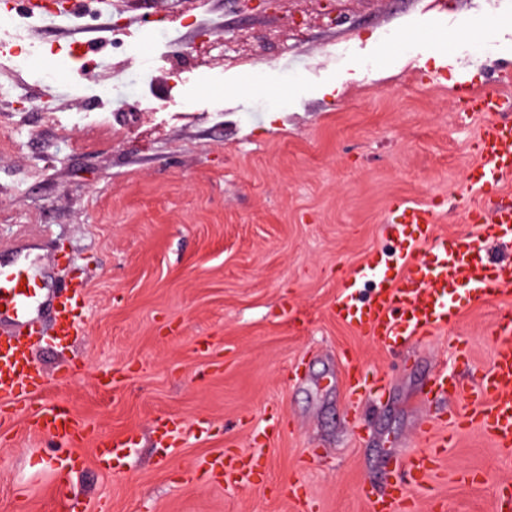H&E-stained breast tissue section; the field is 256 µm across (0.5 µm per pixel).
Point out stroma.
<instances>
[{"mask_svg":"<svg viewBox=\"0 0 512 512\" xmlns=\"http://www.w3.org/2000/svg\"><path fill=\"white\" fill-rule=\"evenodd\" d=\"M122 14L136 48L112 51ZM346 22L283 33L282 12H239L236 0H84L79 13L43 14L28 32L39 66L0 56V258L22 260L45 287L84 286L70 347L39 344L38 365L76 371L43 398L89 425L81 465L68 474L87 512H367L364 486L382 491L396 457L429 446L448 399L427 401L439 369L475 381L495 353L491 330L512 292L461 300L458 322L398 356L336 321L345 272L372 251H395L383 230L392 201L436 204L435 231H468L465 203L483 116L465 117L455 74L497 94L512 68V0H347ZM494 25L492 46L457 42L445 72L440 38L460 20ZM236 39L258 65L225 66L214 53L182 87L173 52L201 31ZM415 31L401 63L378 75L373 47ZM274 40L256 49L255 34ZM79 47L91 73L63 56ZM357 66L337 97L304 88ZM256 92L224 87L255 69ZM66 76L45 86L42 75ZM469 365L453 360L458 342ZM385 381L378 397L349 398L345 355ZM116 376L99 388L94 374ZM280 435L255 441L270 417ZM177 418L168 449L153 423ZM128 440L112 471L99 440ZM227 448L259 457L255 484L224 485L197 469ZM57 448L28 430L25 413L0 420V512H63ZM466 470L479 484L460 482ZM512 466L479 431L459 432L438 473L413 490L414 512H494Z\"/></svg>","mask_w":512,"mask_h":512,"instance_id":"35a3bbf8","label":"stroma"}]
</instances>
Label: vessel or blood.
I'll return each mask as SVG.
<instances>
[{"instance_id":"obj_1","label":"vessel or blood","mask_w":512,"mask_h":512,"mask_svg":"<svg viewBox=\"0 0 512 512\" xmlns=\"http://www.w3.org/2000/svg\"><path fill=\"white\" fill-rule=\"evenodd\" d=\"M502 93L484 94L473 87L457 88L470 111L485 114L477 137V157L471 184L483 201L467 206L473 232L451 237L435 234L439 214L433 206L399 202L387 219L391 228L403 230L399 249L392 254L371 253L342 280L334 311L339 320L376 345L391 350L447 330L459 315L461 298L477 302L499 297L512 288V261L490 259L483 244L495 241L512 248V200L505 199L501 185L512 177V74L501 77ZM368 299H361L362 288ZM51 308L55 334L67 340L74 336L78 322L74 315V293H50L18 262L0 261V404L38 401L48 377L31 355L41 334L33 312ZM495 358L476 383L445 373L433 375L429 391L464 401V410H449L441 428L459 430L476 427L487 435L505 457H512V326L500 325ZM27 425L30 431L46 435L74 448L88 437V427L62 403L38 409ZM447 440L434 442L424 451L395 462V477L380 495L366 494L368 512H410V491L422 487L443 458ZM128 447L121 439L101 440L95 457L100 468L111 470ZM208 471H216L225 483L251 484L256 467L253 454L225 449L204 460Z\"/></svg>"}]
</instances>
